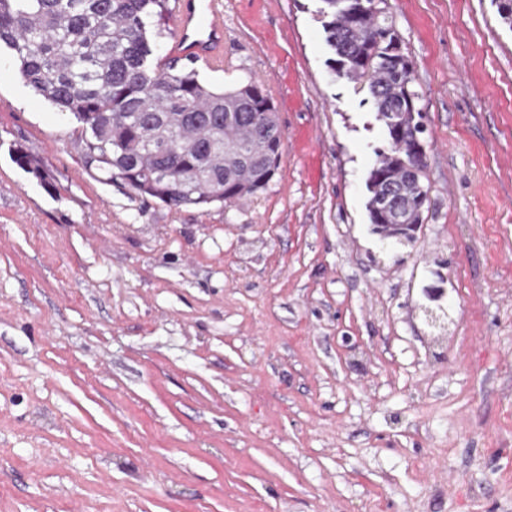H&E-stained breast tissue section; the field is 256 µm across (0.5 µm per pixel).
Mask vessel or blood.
Here are the masks:
<instances>
[{
	"label": "vessel or blood",
	"mask_w": 512,
	"mask_h": 512,
	"mask_svg": "<svg viewBox=\"0 0 512 512\" xmlns=\"http://www.w3.org/2000/svg\"><path fill=\"white\" fill-rule=\"evenodd\" d=\"M169 54L195 60L213 70L224 67L222 0H174Z\"/></svg>",
	"instance_id": "obj_1"
}]
</instances>
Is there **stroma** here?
Masks as SVG:
<instances>
[{
	"mask_svg": "<svg viewBox=\"0 0 512 512\" xmlns=\"http://www.w3.org/2000/svg\"><path fill=\"white\" fill-rule=\"evenodd\" d=\"M384 8L426 127L405 244L370 222L387 133L322 0H224L203 76L262 82L282 135L231 205L103 181L0 47V512H512V24Z\"/></svg>",
	"mask_w": 512,
	"mask_h": 512,
	"instance_id": "35a3bbf8",
	"label": "stroma"
}]
</instances>
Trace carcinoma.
I'll return each instance as SVG.
<instances>
[{"instance_id":"obj_1","label":"carcinoma","mask_w":512,"mask_h":512,"mask_svg":"<svg viewBox=\"0 0 512 512\" xmlns=\"http://www.w3.org/2000/svg\"><path fill=\"white\" fill-rule=\"evenodd\" d=\"M324 2L337 72L367 88L388 132L367 209L392 240L379 204L388 201L404 224H420L429 192L426 163L414 173L404 167L405 137L423 133L413 65L388 54L398 34L385 12L365 11L368 0H348L346 10ZM169 22V0H0V45L38 96L74 116L85 163L104 180L176 208L253 197L280 166L276 107L258 81L217 88L196 67L160 56L156 37ZM13 160L53 190L25 151Z\"/></svg>"}]
</instances>
